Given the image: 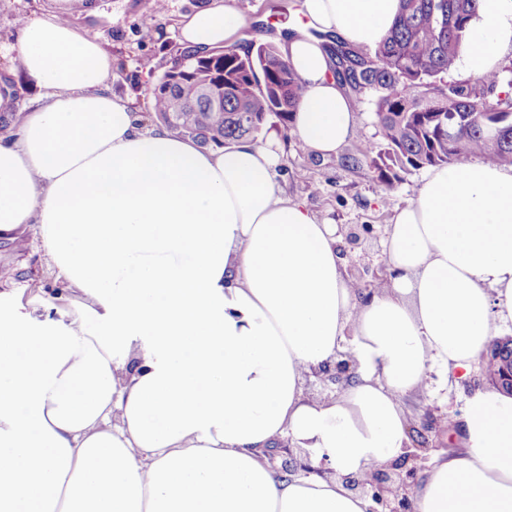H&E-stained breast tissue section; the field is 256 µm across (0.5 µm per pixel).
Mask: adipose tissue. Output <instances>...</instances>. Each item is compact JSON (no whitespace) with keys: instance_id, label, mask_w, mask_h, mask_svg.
<instances>
[{"instance_id":"obj_1","label":"adipose tissue","mask_w":512,"mask_h":512,"mask_svg":"<svg viewBox=\"0 0 512 512\" xmlns=\"http://www.w3.org/2000/svg\"><path fill=\"white\" fill-rule=\"evenodd\" d=\"M302 9L282 46L305 87L290 137L329 157L357 116L313 33L374 47L399 0ZM241 26L209 0L183 15L180 44L204 54ZM472 26L457 65L478 77L512 50V0H478ZM14 60L46 95L0 143V234L34 225L87 302L41 319L0 301V512H368L342 479L401 459L403 398L434 365L468 378L512 324V167L430 172L389 226L392 278L365 299L335 225L283 190L275 141L204 148L141 126L108 86L115 58L58 12L25 25ZM344 350L349 385L306 395ZM461 430L464 452L430 463L415 512H512V398L475 389ZM281 440L310 470L266 464Z\"/></svg>"}]
</instances>
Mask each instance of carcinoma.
<instances>
[{"mask_svg": "<svg viewBox=\"0 0 512 512\" xmlns=\"http://www.w3.org/2000/svg\"><path fill=\"white\" fill-rule=\"evenodd\" d=\"M477 2L400 0L387 36L360 49L372 68L346 92L372 96L383 148L361 142L347 161L368 163L387 191L427 166H458L472 157L512 164V63L473 83L445 80L471 36ZM200 74L224 94V111L211 110ZM302 94L272 43H252L244 53L234 45L213 57L183 50L149 92L154 121L178 137L215 147L254 138L267 126L288 131Z\"/></svg>", "mask_w": 512, "mask_h": 512, "instance_id": "cac0c4a2", "label": "carcinoma"}]
</instances>
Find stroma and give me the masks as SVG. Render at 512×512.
I'll use <instances>...</instances> for the list:
<instances>
[{
  "label": "stroma",
  "instance_id": "obj_1",
  "mask_svg": "<svg viewBox=\"0 0 512 512\" xmlns=\"http://www.w3.org/2000/svg\"><path fill=\"white\" fill-rule=\"evenodd\" d=\"M205 0H169L166 13L147 24L148 0H99L97 13L82 8L72 11L73 24L83 34L95 37L118 59L109 85L114 94L132 100L140 117L151 110L149 89L157 73L163 72L176 53L178 20L181 14L204 4ZM243 18L242 41L282 43L288 31L301 20L302 0H227ZM57 0H0V74L13 67L12 46L24 24L53 12ZM151 58L154 73H145L142 58ZM354 143H347L339 155L321 158L284 148L279 181L289 198L303 202L317 216L335 224L338 234L348 225H373L375 237L364 238L360 249L344 256V266L377 267L385 256L381 237L385 235L396 208L413 200L422 188L426 169L406 174L391 192H384L367 164L347 166L354 155ZM318 180V191L308 184ZM0 296L26 310L50 317L75 309L82 297L76 288L58 279L34 227L0 238ZM481 367H474L469 381H449L445 388L407 397L404 408L411 423L433 421L426 430L422 456L435 458L443 443L458 440L466 398L471 387L485 385Z\"/></svg>",
  "mask_w": 512,
  "mask_h": 512
}]
</instances>
